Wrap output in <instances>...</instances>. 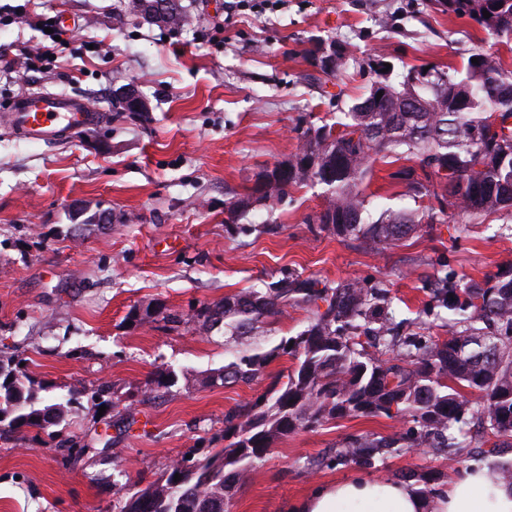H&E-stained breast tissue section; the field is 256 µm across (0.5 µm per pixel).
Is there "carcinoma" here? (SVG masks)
Instances as JSON below:
<instances>
[{
	"label": "carcinoma",
	"instance_id": "1",
	"mask_svg": "<svg viewBox=\"0 0 512 512\" xmlns=\"http://www.w3.org/2000/svg\"><path fill=\"white\" fill-rule=\"evenodd\" d=\"M129 0L135 14L170 26L182 18L179 0ZM436 9L477 22L488 34L512 38V0H430ZM490 17H484V12ZM478 63L450 75H408L400 86L377 82L369 95L336 117L308 122L300 152L272 167L286 168L283 179L257 181L246 194L226 203L227 223L273 200L289 186H323L325 205L309 218L346 240L367 246H396L418 227L442 222L448 204L471 219L512 209V125L493 131L496 119L512 117V70L499 53L472 50ZM310 65L330 74L346 55L317 45L306 52ZM382 97H377V93ZM380 155L415 160L426 182L409 180L406 194L434 197L441 208L383 212L364 221L366 179ZM437 318L446 337L421 342L397 338L388 294L354 283L319 287L298 275L268 288L233 293L187 314L206 331L242 336L279 319L288 307L310 312L307 327L269 349H239L216 373L223 384L249 383L280 356L295 360L287 383L224 415V448L200 460L181 458L136 491L117 490L119 512H226V506L274 442L313 431L345 416L409 417L403 435H356L326 458L330 465H372L392 448H430L460 469L472 442L467 418L483 429L484 447L471 457H493L494 479L512 484V458L504 456L512 438V270L462 287L433 289ZM398 346L401 363L381 356ZM67 403L45 405L25 385L18 367L0 364V427L34 428L54 438L44 416L59 420ZM181 480L174 481L175 475Z\"/></svg>",
	"mask_w": 512,
	"mask_h": 512
}]
</instances>
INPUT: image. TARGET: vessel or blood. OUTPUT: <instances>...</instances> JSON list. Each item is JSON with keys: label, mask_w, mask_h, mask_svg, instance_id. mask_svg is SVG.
Returning a JSON list of instances; mask_svg holds the SVG:
<instances>
[{"label": "vessel or blood", "mask_w": 512, "mask_h": 512, "mask_svg": "<svg viewBox=\"0 0 512 512\" xmlns=\"http://www.w3.org/2000/svg\"><path fill=\"white\" fill-rule=\"evenodd\" d=\"M102 119L82 99L66 93L27 92L0 114V121L19 138L50 143L62 135L94 129Z\"/></svg>", "instance_id": "b4317fda"}]
</instances>
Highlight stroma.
<instances>
[{
	"instance_id": "obj_1",
	"label": "stroma",
	"mask_w": 512,
	"mask_h": 512,
	"mask_svg": "<svg viewBox=\"0 0 512 512\" xmlns=\"http://www.w3.org/2000/svg\"><path fill=\"white\" fill-rule=\"evenodd\" d=\"M125 3L0 0V113L22 93L48 90L103 114L97 128L50 145L0 123V360L26 359L44 403L78 397L52 434H0V512H118L114 487L147 486L183 455L223 447L225 413L286 382L292 361L275 360L250 384L209 376L232 350L271 347L310 317L292 308L264 332L236 337L166 314L295 274L388 289L404 334L427 340L443 333L429 312L437 277L480 281L512 269V210L477 222L449 207L443 223L372 248L309 223L325 200L322 186L307 183L250 211L246 229L225 222L230 193H246L263 169L299 151L300 118L334 122L368 95L378 63L397 84L411 69L461 67L479 44L511 69L512 52L475 21L429 10L426 0H280L274 12L229 15L224 0H180L184 21L173 28L127 14ZM59 13L75 19L65 44L48 70H26L47 42L38 19ZM383 15L391 27L379 25ZM218 18L219 41L205 30ZM319 42L344 49L348 69L311 66L304 54ZM121 88L137 91L146 112L117 113ZM403 168L372 164V216L433 205L406 195ZM99 211L111 223L87 224ZM156 304L164 316L133 317ZM160 370L171 374L166 392L143 401ZM118 398L133 400L136 419L121 438L111 413L92 407ZM410 427L343 417L279 439L228 512H288L314 486L354 476L433 470L435 489H447L457 470L425 450L402 448L371 466H307L350 436Z\"/></svg>"
}]
</instances>
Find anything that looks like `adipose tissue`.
<instances>
[{
	"instance_id": "obj_1",
	"label": "adipose tissue",
	"mask_w": 512,
	"mask_h": 512,
	"mask_svg": "<svg viewBox=\"0 0 512 512\" xmlns=\"http://www.w3.org/2000/svg\"><path fill=\"white\" fill-rule=\"evenodd\" d=\"M291 512H512V486L486 466L470 463L448 490L427 497L400 480L354 478L321 486L294 502Z\"/></svg>"
}]
</instances>
